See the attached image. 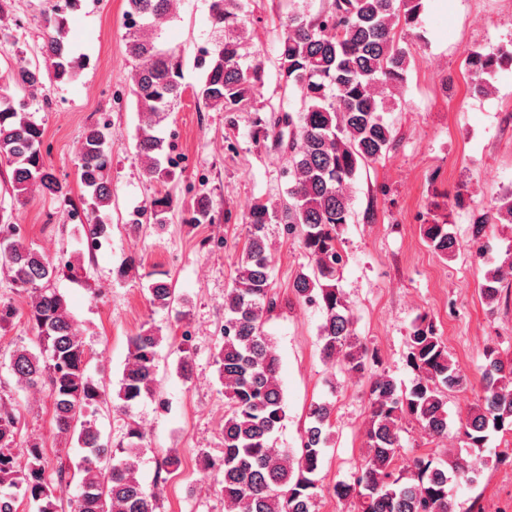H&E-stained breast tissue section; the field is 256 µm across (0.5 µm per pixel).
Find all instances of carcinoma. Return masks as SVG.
Here are the masks:
<instances>
[{
  "label": "carcinoma",
  "instance_id": "carcinoma-1",
  "mask_svg": "<svg viewBox=\"0 0 512 512\" xmlns=\"http://www.w3.org/2000/svg\"><path fill=\"white\" fill-rule=\"evenodd\" d=\"M74 0H55L44 14L43 62L13 70L0 85V160L12 168L11 197L25 204L33 193L64 203L66 185L47 164L44 128L27 111L26 97L45 82L66 83L81 69L67 41L66 9ZM127 53L134 61L130 92L139 123L135 148L144 174L165 184L172 175L170 145L160 135L182 94V64L178 51L157 43L158 31L170 19L171 0H125ZM422 0H330L315 17L300 10L288 13L278 68L285 87L299 95V106L256 107L261 66L244 63L240 31L246 23L242 0H212L215 48L197 60L202 78L193 89L209 110H253V138L271 140L287 157L288 199L278 205L256 203L247 216V236L232 287L224 297V328L214 363L224 385V456L218 471L225 512H314L322 491L319 473L325 449L334 433V405H310L298 452L275 446V436L287 418L278 377L279 358L265 330L267 316L278 308L271 288L267 228L286 224L297 233L309 258V271L293 282L297 300L318 306L325 361L339 365L348 377H362L374 351L355 335L353 317L340 289L343 256L340 236L351 218L348 188L359 169L379 162L393 142L385 90L406 81L407 51L399 44L398 26L414 23ZM512 65V51L469 50L464 70L470 88L486 92L487 77ZM112 132L108 125L87 127L79 156L84 221L81 231L90 248L110 237L107 211L112 205ZM174 198L161 190L143 211L129 214L138 229L146 222L169 223ZM498 218L512 224V191L494 206ZM443 204L432 203V217L423 225L428 247L447 258L458 249ZM185 224L214 221L210 200L201 196L181 211ZM0 269L12 287L27 298L26 318L37 332L35 348L13 350L7 365L21 388L41 387L53 401L57 434L81 449L79 461L64 463L46 474L45 444L31 438L18 447L20 417L0 402V512H18L25 500L35 512H60L63 488L79 478L73 512H157L158 494L137 478L145 451V435L136 422L128 424L118 451L97 427V415L108 404L107 386L89 372L93 352L80 336L68 302L53 282L73 266L55 262L36 251L17 225L0 216ZM151 301L172 311L179 303L169 273L160 272L149 284ZM503 292L500 269L490 270L481 284L487 304ZM19 310L0 299V331L7 332ZM161 329L150 326L129 338L128 356L115 390L116 411L130 414L144 399L158 398L156 371ZM189 336L178 345L180 375L192 373ZM407 365L415 374L403 388L382 371L369 378V454L361 473L351 482L332 486L340 500L356 499L362 512H454L449 486L477 481L479 471L461 458L434 461L420 457L403 473L394 461L403 421L411 419L434 439L448 436L447 392L464 383L442 337L421 317L406 338ZM461 428L467 447L483 449L491 434L512 432V360L497 349L484 353L482 396Z\"/></svg>",
  "mask_w": 512,
  "mask_h": 512
}]
</instances>
